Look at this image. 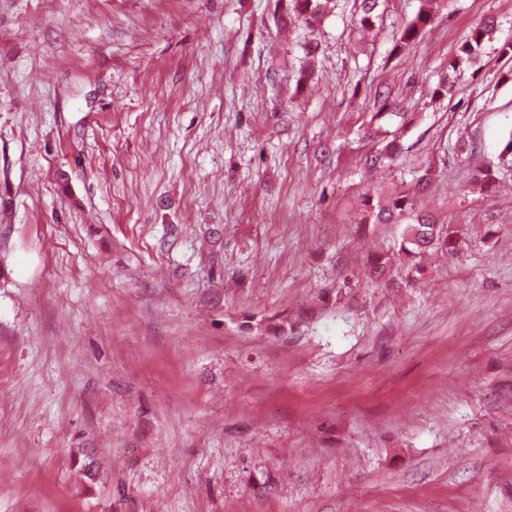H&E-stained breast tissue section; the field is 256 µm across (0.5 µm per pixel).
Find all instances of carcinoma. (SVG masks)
Returning a JSON list of instances; mask_svg holds the SVG:
<instances>
[{
    "label": "carcinoma",
    "mask_w": 512,
    "mask_h": 512,
    "mask_svg": "<svg viewBox=\"0 0 512 512\" xmlns=\"http://www.w3.org/2000/svg\"><path fill=\"white\" fill-rule=\"evenodd\" d=\"M299 13L313 23L319 20L323 10V0H295ZM434 21L432 10L421 8L415 18L404 28L397 43L402 48L414 40L422 29ZM495 23L487 21L473 28L459 47L456 56L448 61L447 72L441 76L434 94L445 96L454 88V75L463 66H474L482 56L487 44L492 42ZM498 183V171L487 166L472 175L470 184L479 190L491 191ZM363 224H403L405 228L390 250L376 252L368 258L377 278L391 277V268L398 262L404 264L409 274L421 275L425 271L424 257L430 252H443L453 255L460 241V230L455 224H444L426 211L413 207L408 194L363 199Z\"/></svg>",
    "instance_id": "1"
}]
</instances>
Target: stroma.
<instances>
[{
    "label": "stroma",
    "instance_id": "35a3bbf8",
    "mask_svg": "<svg viewBox=\"0 0 512 512\" xmlns=\"http://www.w3.org/2000/svg\"><path fill=\"white\" fill-rule=\"evenodd\" d=\"M421 6L0 0V512H512V0ZM434 21L432 10L421 8L415 18L404 28L397 43V47H404L408 42L414 40L422 29ZM495 33L494 21L484 22L473 28L465 41L459 47L456 56L448 61L447 72L441 76L435 95L445 96L454 88V75L461 71L464 65L474 66L482 56L487 44L492 42ZM410 194L367 196L363 199L362 224H406L400 238L390 250L376 252L368 258L378 279L385 276L391 281V268L400 262L408 274L422 275L424 257L430 252L455 254L460 241L456 224H444L426 211L413 207Z\"/></svg>",
    "mask_w": 512,
    "mask_h": 512
}]
</instances>
